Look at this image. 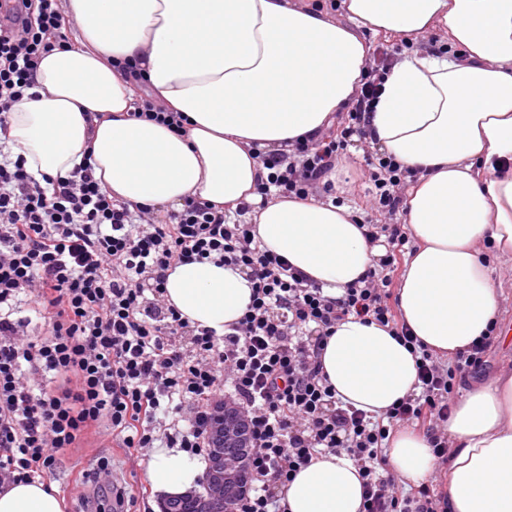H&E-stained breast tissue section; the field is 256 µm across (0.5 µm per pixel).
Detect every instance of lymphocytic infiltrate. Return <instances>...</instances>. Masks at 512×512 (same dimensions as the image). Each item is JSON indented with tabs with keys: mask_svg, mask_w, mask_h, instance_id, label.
<instances>
[{
	"mask_svg": "<svg viewBox=\"0 0 512 512\" xmlns=\"http://www.w3.org/2000/svg\"><path fill=\"white\" fill-rule=\"evenodd\" d=\"M70 24L60 0H0V138L42 57L72 49ZM385 75V67L367 68L336 129L261 153L268 174L257 194L331 193L338 158L367 140ZM130 116L187 132L183 113L148 95ZM364 162L370 209L359 227L385 252L333 297L256 240L246 220L252 204L240 203L231 219L190 198L162 215L110 196L91 165L41 182L23 160L1 159L0 483L53 469L64 449L101 424L125 448L161 443L205 455L213 405L226 398L245 411L251 448L250 487L233 512H285L282 487L326 452L356 463L361 512H445L447 498L433 484L400 492L384 449L392 426L406 422L447 464L456 387L482 370L494 338L443 362L400 321L390 299L409 237L373 216L399 212L409 173L382 152ZM205 260L240 267L251 280L250 304L221 334L186 321L165 299L172 266ZM24 300L46 324L45 336L32 338L30 320L16 317ZM351 315L390 328L417 356L416 392L379 417L339 401L320 366L324 342ZM165 413L174 423L161 434L156 423Z\"/></svg>",
	"mask_w": 512,
	"mask_h": 512,
	"instance_id": "lymphocytic-infiltrate-1",
	"label": "lymphocytic infiltrate"
}]
</instances>
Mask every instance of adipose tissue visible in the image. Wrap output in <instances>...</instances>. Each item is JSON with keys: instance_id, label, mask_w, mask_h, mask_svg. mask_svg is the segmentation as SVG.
Returning <instances> with one entry per match:
<instances>
[{"instance_id": "obj_1", "label": "adipose tissue", "mask_w": 512, "mask_h": 512, "mask_svg": "<svg viewBox=\"0 0 512 512\" xmlns=\"http://www.w3.org/2000/svg\"><path fill=\"white\" fill-rule=\"evenodd\" d=\"M80 49L45 55L33 96L15 104L6 149L35 178L91 163L113 197L178 208L193 198L236 209L256 239L329 294L371 267L346 205L261 200L255 149L281 150L328 129L352 106L369 61L366 34L409 41L369 118L371 138L414 181L403 222L416 242L398 286L401 320L453 355L495 321L499 283L482 253L512 260V0H342L340 14L300 0H68ZM450 49L417 51L431 30ZM137 60L150 91L191 121L178 136L127 115ZM245 272L210 261L172 267L165 298L184 319L223 332L251 300ZM319 360L342 402L381 415L415 391L416 358L387 328L349 316ZM448 512H512V374L478 385L448 415ZM388 463L423 482L437 462L426 439L396 431ZM196 458L159 448L145 464L154 494L194 488ZM286 512H359L354 462L321 454L282 489ZM44 480L0 485V512H64Z\"/></svg>"}]
</instances>
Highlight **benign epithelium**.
Instances as JSON below:
<instances>
[{
  "label": "benign epithelium",
  "mask_w": 512,
  "mask_h": 512,
  "mask_svg": "<svg viewBox=\"0 0 512 512\" xmlns=\"http://www.w3.org/2000/svg\"><path fill=\"white\" fill-rule=\"evenodd\" d=\"M213 420L207 428L210 447L209 463L200 479L203 492H188L172 497L162 506L166 512L175 502L192 501L197 512H227L232 501L247 491L238 481L239 472L248 466V456L226 452L228 448L246 447L244 411L227 400L213 407Z\"/></svg>",
  "instance_id": "benign-epithelium-1"
}]
</instances>
